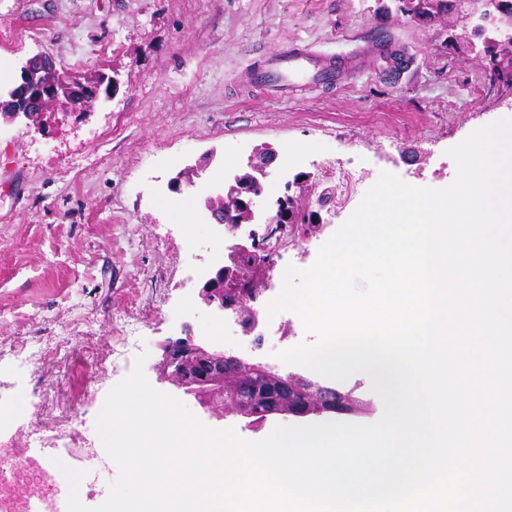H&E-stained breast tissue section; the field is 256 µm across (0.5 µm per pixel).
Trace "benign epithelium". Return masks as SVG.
<instances>
[{
	"instance_id": "benign-epithelium-1",
	"label": "benign epithelium",
	"mask_w": 512,
	"mask_h": 512,
	"mask_svg": "<svg viewBox=\"0 0 512 512\" xmlns=\"http://www.w3.org/2000/svg\"><path fill=\"white\" fill-rule=\"evenodd\" d=\"M507 23L509 16L500 8L499 0H484L473 32L479 36ZM31 69L29 62L21 70L20 79L7 93L0 95V111L8 112L5 122L22 120L30 127L40 128L43 118L36 119L30 112L35 104L46 98L54 99L55 107L67 114L78 110L75 96L82 92L83 86L72 88L74 96L63 97L56 84L31 81ZM114 87L113 78L102 75L90 91L95 97L108 100ZM276 159L277 155L270 147L265 151L257 147L247 158L246 166L261 176L245 202L250 210V223L227 224L224 212L204 204L213 224L231 232L232 241L227 251L232 266L203 272L199 296L209 311L219 318L231 315L243 331L255 336L258 342L262 340V333L259 332L261 320L255 303L267 290L273 268L271 258L265 257L266 243L286 228L276 222L274 213L265 214L258 207L264 191L261 180L269 175ZM207 168L206 162L189 168L179 173L171 186L177 189L184 182L193 186L194 179L202 178ZM256 225L264 226L263 232L254 229ZM153 370L158 381L167 382L193 398L214 424L223 423L226 414L245 421L248 427H257L279 417H305L313 412L345 414L352 407L347 394L299 374L282 373L261 362H248L224 351V346L216 340L206 344L183 338L169 340L163 345Z\"/></svg>"
}]
</instances>
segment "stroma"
<instances>
[{
	"label": "stroma",
	"instance_id": "1",
	"mask_svg": "<svg viewBox=\"0 0 512 512\" xmlns=\"http://www.w3.org/2000/svg\"><path fill=\"white\" fill-rule=\"evenodd\" d=\"M471 28L453 8L413 20L398 0H0V83L39 53L118 81L91 112L49 108L39 130L0 122V397L31 404L0 442L33 447L47 434L65 449L76 419L104 469L80 500L101 505L117 476L95 427L107 393L141 355L155 381L163 344L205 341L213 322L199 271L226 254L210 246L223 232L203 197L263 144L277 153L269 199L306 175L301 211L323 229L306 239L289 228L264 294L275 299L283 269L311 266L380 172L442 188L457 172L448 149L512 118V89L485 82ZM291 48L321 53L336 79L288 94L256 87ZM207 155L208 181L172 188ZM338 164L359 178L341 209L328 175ZM223 326L225 351L307 375L276 358L316 340L296 314L263 327L259 344L233 319Z\"/></svg>",
	"mask_w": 512,
	"mask_h": 512
}]
</instances>
